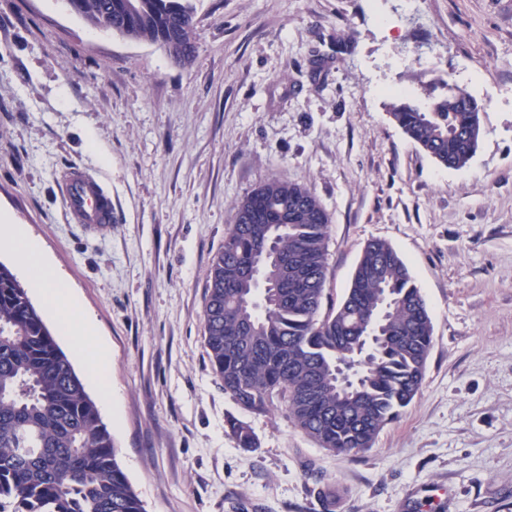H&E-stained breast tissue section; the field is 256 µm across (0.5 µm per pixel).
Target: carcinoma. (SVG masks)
I'll return each instance as SVG.
<instances>
[{
	"mask_svg": "<svg viewBox=\"0 0 512 512\" xmlns=\"http://www.w3.org/2000/svg\"><path fill=\"white\" fill-rule=\"evenodd\" d=\"M131 40L160 44L178 64L194 53L193 0H76ZM425 89L432 111L405 100L392 122L445 168L476 153L480 113L449 83ZM330 218L304 186L271 179L236 207L213 260L203 310L212 370L241 409L283 410L320 447L370 449L419 391L433 325L409 268L387 242H369L336 307L321 314ZM352 364L348 386L336 368ZM229 432L256 447L244 422ZM0 512H145L112 434L24 288L0 264Z\"/></svg>",
	"mask_w": 512,
	"mask_h": 512,
	"instance_id": "1",
	"label": "carcinoma"
}]
</instances>
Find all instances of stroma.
<instances>
[{
  "label": "stroma",
  "instance_id": "1",
  "mask_svg": "<svg viewBox=\"0 0 512 512\" xmlns=\"http://www.w3.org/2000/svg\"><path fill=\"white\" fill-rule=\"evenodd\" d=\"M196 54L88 25L65 0H0V212L40 240L111 351L100 410L146 512H512V0H195ZM484 106L479 148L439 166L395 126L444 79ZM79 168L111 228L70 222ZM309 188L330 216L326 293L388 242L428 306L423 383L373 447L321 448L225 395L202 311L235 205ZM251 427L239 447L228 418Z\"/></svg>",
  "mask_w": 512,
  "mask_h": 512
}]
</instances>
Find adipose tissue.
I'll return each instance as SVG.
<instances>
[{
  "label": "adipose tissue",
  "instance_id": "ef3b65f1",
  "mask_svg": "<svg viewBox=\"0 0 512 512\" xmlns=\"http://www.w3.org/2000/svg\"><path fill=\"white\" fill-rule=\"evenodd\" d=\"M0 246L13 252L19 268L42 297L61 333L73 340L79 358L100 391L103 404H111L107 347L97 338L95 325L79 297L65 286L51 265L43 244L33 238L23 225L11 223L4 217L0 219Z\"/></svg>",
  "mask_w": 512,
  "mask_h": 512
}]
</instances>
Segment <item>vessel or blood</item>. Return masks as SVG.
I'll use <instances>...</instances> for the list:
<instances>
[{
  "instance_id": "b4317fda",
  "label": "vessel or blood",
  "mask_w": 512,
  "mask_h": 512,
  "mask_svg": "<svg viewBox=\"0 0 512 512\" xmlns=\"http://www.w3.org/2000/svg\"><path fill=\"white\" fill-rule=\"evenodd\" d=\"M65 202L73 223L95 232L112 222V197L102 184L85 173L74 170L67 177Z\"/></svg>"
}]
</instances>
